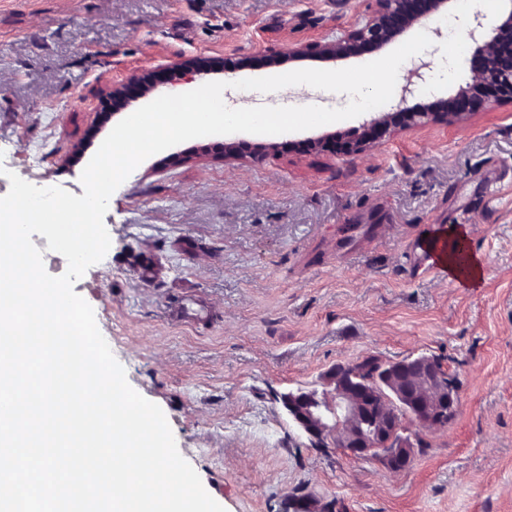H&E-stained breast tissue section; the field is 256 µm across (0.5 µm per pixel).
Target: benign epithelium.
<instances>
[{
	"label": "benign epithelium",
	"mask_w": 512,
	"mask_h": 512,
	"mask_svg": "<svg viewBox=\"0 0 512 512\" xmlns=\"http://www.w3.org/2000/svg\"><path fill=\"white\" fill-rule=\"evenodd\" d=\"M455 0H369L365 15L339 36L311 43H296L290 56L297 60L318 59L338 62L377 53L400 42L414 29L429 22L427 32L444 36L435 20L449 15ZM470 37L482 56L479 70L470 81L443 100L423 111L406 107L408 95L423 80L422 62L408 70L399 100L391 112H378L363 121L356 137L341 143L329 138L308 142L315 149H330L358 157L372 152L386 135L426 125L453 126L466 123L484 102L473 94L480 87L499 104H512V0L495 21L488 22L474 8L466 17ZM170 78L202 74L201 61L181 57L165 67ZM156 89L151 73L143 72L131 83H117L109 90L112 112L127 108L136 95ZM276 148L273 143L244 145L230 141L220 147L219 157L260 163ZM371 378L357 384L348 366L341 365L325 375L322 389H299L281 395L280 401L292 421L320 448H345L358 457H376L392 470L406 468L413 457L424 452L421 430L448 424L455 409V393L437 358L421 355L400 362L378 361ZM411 418V425L394 426L391 417L379 414V403Z\"/></svg>",
	"instance_id": "1"
}]
</instances>
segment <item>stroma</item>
Returning <instances> with one entry per match:
<instances>
[{
    "mask_svg": "<svg viewBox=\"0 0 512 512\" xmlns=\"http://www.w3.org/2000/svg\"><path fill=\"white\" fill-rule=\"evenodd\" d=\"M367 4L0 0V196L12 172L82 195L114 127L112 84L184 56L211 62L195 83H226L231 108L346 106L306 85L284 96L233 84L322 68L290 47L340 35ZM470 6L458 2L452 52H423L407 107L468 81ZM362 122L277 135L259 164L215 158L220 135L147 158L111 196V247L74 290L225 512H288L301 496L309 512H512V105L383 138L360 158L305 145ZM459 228L484 259L475 288L414 258L424 233ZM422 354L457 377V402L400 471L312 445L279 400L340 363Z\"/></svg>",
    "mask_w": 512,
    "mask_h": 512,
    "instance_id": "obj_1",
    "label": "stroma"
}]
</instances>
